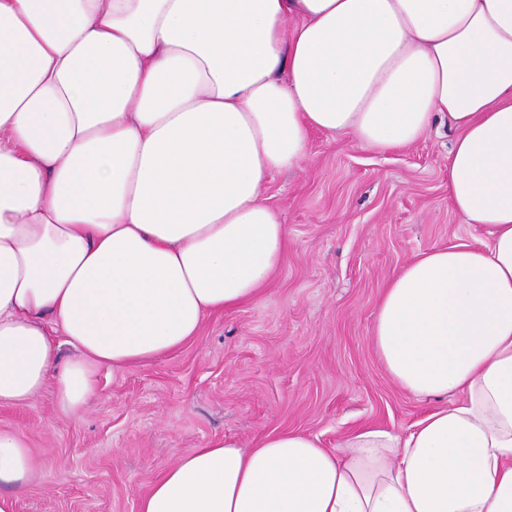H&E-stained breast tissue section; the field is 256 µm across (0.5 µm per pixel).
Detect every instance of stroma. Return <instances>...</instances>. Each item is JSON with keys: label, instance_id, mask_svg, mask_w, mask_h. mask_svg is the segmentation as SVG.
Here are the masks:
<instances>
[{"label": "stroma", "instance_id": "stroma-1", "mask_svg": "<svg viewBox=\"0 0 512 512\" xmlns=\"http://www.w3.org/2000/svg\"><path fill=\"white\" fill-rule=\"evenodd\" d=\"M454 136L443 128L380 152L310 132L302 163L267 187L288 244L256 299L207 317L163 359L101 368L79 418L60 414L51 385L0 404V429L19 431L35 458L16 512H138L184 452L212 439L250 448L268 432L299 430L332 448L361 427L410 429L437 401L395 385L372 328L388 279L417 253L484 236L448 200Z\"/></svg>", "mask_w": 512, "mask_h": 512}]
</instances>
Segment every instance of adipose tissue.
I'll list each match as a JSON object with an SVG mask.
<instances>
[{"instance_id": "adipose-tissue-1", "label": "adipose tissue", "mask_w": 512, "mask_h": 512, "mask_svg": "<svg viewBox=\"0 0 512 512\" xmlns=\"http://www.w3.org/2000/svg\"><path fill=\"white\" fill-rule=\"evenodd\" d=\"M447 119L448 198L487 242L420 252L372 339L404 435L186 451L140 512H512V0H0V404L81 415L254 300L288 231L265 195L308 134L388 152ZM73 354L62 358V347ZM0 430V512L30 482Z\"/></svg>"}]
</instances>
